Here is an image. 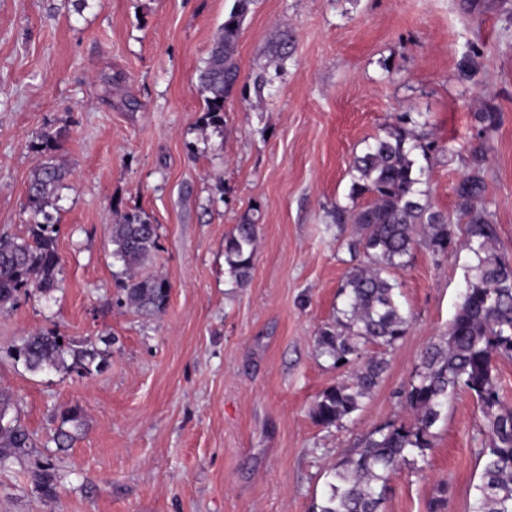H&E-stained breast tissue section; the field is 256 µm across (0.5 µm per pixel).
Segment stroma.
I'll use <instances>...</instances> for the list:
<instances>
[{
	"instance_id": "1",
	"label": "stroma",
	"mask_w": 512,
	"mask_h": 512,
	"mask_svg": "<svg viewBox=\"0 0 512 512\" xmlns=\"http://www.w3.org/2000/svg\"><path fill=\"white\" fill-rule=\"evenodd\" d=\"M234 2L0 0V236L28 231L43 131L65 129L57 154L72 171L52 212L55 290L0 309V386L32 436L0 467V512H312L332 465L410 421L402 393L461 300L463 250L419 245L391 270L408 333L352 420L311 415L351 372L316 344L353 265L352 227L332 215L353 204L354 154L387 127L430 144L424 188L448 214L484 150L485 201L512 262V0H253L219 127L196 85ZM487 109L485 132L475 115ZM126 212L156 227L147 270L170 287L157 314L119 302L109 226ZM247 217L258 242L238 286L224 244ZM43 331L102 350L100 370L28 371L11 351ZM61 427L75 435L64 451ZM433 443L424 472L391 476L382 512H428L442 482L445 512H470L488 443L470 394L449 402Z\"/></svg>"
}]
</instances>
